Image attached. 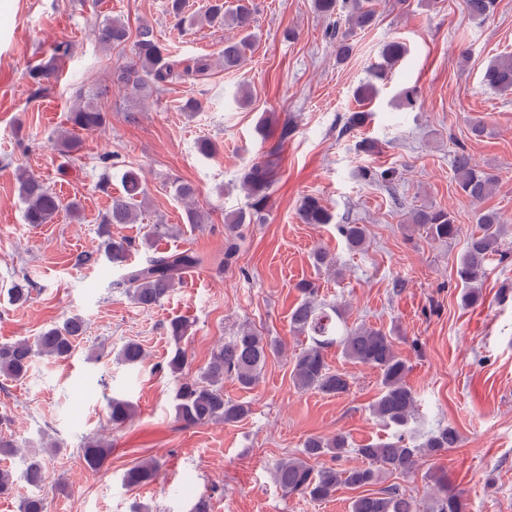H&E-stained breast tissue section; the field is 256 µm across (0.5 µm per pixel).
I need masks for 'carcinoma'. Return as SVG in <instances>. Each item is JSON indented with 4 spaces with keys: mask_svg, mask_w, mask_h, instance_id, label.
<instances>
[{
    "mask_svg": "<svg viewBox=\"0 0 512 512\" xmlns=\"http://www.w3.org/2000/svg\"><path fill=\"white\" fill-rule=\"evenodd\" d=\"M468 14L481 22L494 12L495 0H464ZM188 0H168V12L178 22L194 25L228 26L237 29L241 37L224 42L221 55L226 71L241 67L247 51L253 47L251 34L252 9L249 0H242L234 10L224 11V0H209L201 14H188ZM314 8L327 18L345 16V25H332L329 37L335 41L337 61L346 60L352 52L350 33L365 29L376 20L372 0H314ZM99 45L107 51L122 49L133 41V53L129 60L108 70V80L124 89L133 97H145L161 90L176 80H191L205 75L210 64L197 58L184 66L166 53L148 24L141 25L136 35H131L124 22L106 18L95 28ZM73 49L68 42L58 43L51 57L34 65L29 78L38 88L50 82L59 69V63ZM406 54L403 42L392 39L382 49V62L374 67V80L360 86L357 95L370 99L376 93L375 81L387 78L388 70L401 61ZM485 85L502 93L512 92V54L501 55L486 68ZM76 106L67 116L69 128L57 138V149L66 154H75L82 149L83 136L104 128L109 122L108 110L93 101L92 94L76 91ZM453 178L459 190L470 200L482 202L494 190L498 178L474 162L472 155L459 147L452 161ZM275 168L268 160H252L244 169L241 185L247 205L224 215V266L230 267L239 253L242 228L247 224H261L271 207V187L275 181ZM360 177L389 189L394 188L396 175L392 170L381 172L369 168L360 171ZM19 196L23 204V219L27 224L51 223L59 212L66 208L77 216L80 204L73 200L62 203L39 177L20 171L17 174ZM123 193L112 197L110 207L100 218L101 242L91 251L76 256L77 265L94 267L103 261L119 269L118 278L112 288L125 295L143 309L160 304L182 281V275L197 266L200 259L185 251L160 252L153 248L155 241L172 236L174 229L168 224H148L142 236L146 251L140 261L131 262V253L138 249L136 243L112 238L110 225L136 224L144 206V188L140 174L127 169L122 176ZM177 198L186 205V223L197 227L209 223V213L195 203L197 190L183 181L174 182ZM299 219L304 224H329L333 217L314 195L302 197L298 206ZM404 223L422 229L433 241H448L461 233L454 213L433 205H422L405 213ZM478 228L467 238L465 249L456 265V279L461 285V302L465 306L481 300L483 278L487 267L494 261L508 259L509 252L503 241L504 224L495 210H485L477 215ZM337 230L352 251H361L367 241L366 228L362 224H339ZM300 302L291 310L290 326L297 336L310 340L308 346L295 355L290 376L298 390L340 396L350 389L346 374L330 368L326 352L332 347L340 349L342 356L353 364L376 370L380 377V391L369 407L370 413L384 426L393 429L391 438L378 443L365 444L354 449L363 459L364 466L342 468L340 460L347 452L348 441L341 433L331 437L311 436L302 444L299 456L278 462L274 480L279 489L288 495H298L314 501L331 498L339 486L360 488L371 484L382 470L409 473L415 467L417 457L424 454L440 456L459 442L457 431L450 427H439L425 434L421 443H416L415 434L420 420L417 397L407 384L409 365L396 351L393 338L379 328L366 325H349L344 312L336 304L318 299L319 287L311 280L297 284ZM190 323L180 317L168 324V334L175 343V350L166 367L176 381L174 391L175 418L185 427L209 423L234 424L247 417L250 405L224 396V380H233L240 389L249 392L258 385L268 360L282 354V341L263 336L248 324L223 343L217 345L207 364L199 373L187 371L189 359L181 347L189 336ZM86 332V325L78 316H67L61 322L44 329L33 340L23 339L0 344V374L14 380L24 379L36 357L65 359L75 350L76 344ZM119 361L137 367L146 361V352L136 341H128L118 352ZM108 421L119 428L132 419L134 407L131 401L114 398L109 401ZM85 467L99 469L107 458V444L101 438H90L81 448ZM330 457V464L319 469L309 464L311 460ZM159 463L150 459L135 464L123 471L121 483L128 488L151 484L156 480ZM27 485L36 489L21 501L22 512H49L46 498L37 493L45 482V473L38 455L24 459L20 474ZM436 494L426 512H469V504L463 492L440 478L435 484ZM351 512H417L411 495L397 484L384 488L380 493L362 495L353 500Z\"/></svg>",
    "mask_w": 512,
    "mask_h": 512,
    "instance_id": "1",
    "label": "carcinoma"
}]
</instances>
